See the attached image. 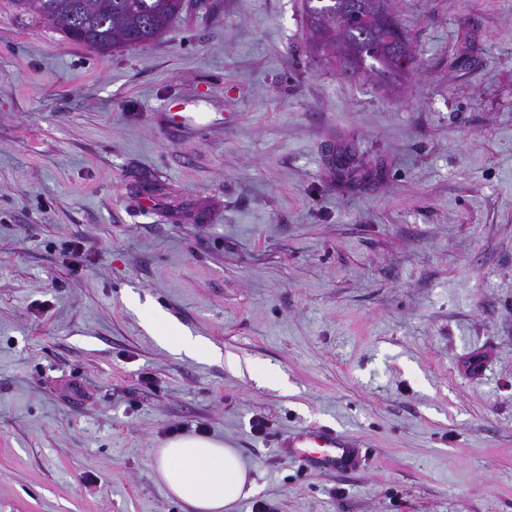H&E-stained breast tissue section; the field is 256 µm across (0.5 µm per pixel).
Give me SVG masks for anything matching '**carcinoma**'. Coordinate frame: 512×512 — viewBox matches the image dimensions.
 <instances>
[{
	"label": "carcinoma",
	"instance_id": "carcinoma-1",
	"mask_svg": "<svg viewBox=\"0 0 512 512\" xmlns=\"http://www.w3.org/2000/svg\"><path fill=\"white\" fill-rule=\"evenodd\" d=\"M67 41L84 44L105 54L152 42L170 22L188 8L187 0H15ZM349 0H304L311 39L324 48L346 42L362 46L359 55L375 62L369 76L395 82L399 72L389 45L408 41L394 20L381 22L372 8L348 12Z\"/></svg>",
	"mask_w": 512,
	"mask_h": 512
}]
</instances>
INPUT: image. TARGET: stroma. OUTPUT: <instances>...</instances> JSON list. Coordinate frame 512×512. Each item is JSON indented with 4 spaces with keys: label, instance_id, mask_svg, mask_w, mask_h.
Masks as SVG:
<instances>
[{
    "label": "stroma",
    "instance_id": "35a3bbf8",
    "mask_svg": "<svg viewBox=\"0 0 512 512\" xmlns=\"http://www.w3.org/2000/svg\"><path fill=\"white\" fill-rule=\"evenodd\" d=\"M193 2L102 54L0 0V512H191L172 425L238 451L233 512H512V0H394L388 85L302 0ZM311 424L369 463L302 467ZM147 328L154 336L165 344H176L181 350L199 358H209L220 355L219 351L194 339L176 336L174 327L160 318L149 319Z\"/></svg>",
    "mask_w": 512,
    "mask_h": 512
}]
</instances>
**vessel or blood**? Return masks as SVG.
<instances>
[{
    "label": "vessel or blood",
    "instance_id": "b4317fda",
    "mask_svg": "<svg viewBox=\"0 0 512 512\" xmlns=\"http://www.w3.org/2000/svg\"><path fill=\"white\" fill-rule=\"evenodd\" d=\"M278 445L307 466L325 472L356 469L365 459L360 440L322 426L305 427L282 435Z\"/></svg>",
    "mask_w": 512,
    "mask_h": 512
}]
</instances>
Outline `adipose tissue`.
Segmentation results:
<instances>
[{
	"instance_id": "ef3b65f1",
	"label": "adipose tissue",
	"mask_w": 512,
	"mask_h": 512,
	"mask_svg": "<svg viewBox=\"0 0 512 512\" xmlns=\"http://www.w3.org/2000/svg\"><path fill=\"white\" fill-rule=\"evenodd\" d=\"M157 479L193 512H232L248 496L249 469L236 449L198 435L169 439L154 457Z\"/></svg>"
}]
</instances>
